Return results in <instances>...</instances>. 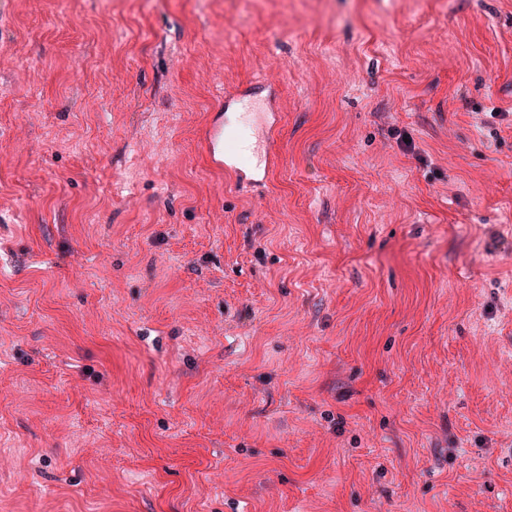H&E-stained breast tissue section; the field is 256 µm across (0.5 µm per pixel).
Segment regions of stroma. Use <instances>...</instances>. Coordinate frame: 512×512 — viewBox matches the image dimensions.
I'll use <instances>...</instances> for the list:
<instances>
[{"label":"stroma","mask_w":512,"mask_h":512,"mask_svg":"<svg viewBox=\"0 0 512 512\" xmlns=\"http://www.w3.org/2000/svg\"><path fill=\"white\" fill-rule=\"evenodd\" d=\"M286 8L0 0V512H512V0ZM228 127V124H224V117L213 119L207 127L203 148L209 165L231 174L237 182L264 185L280 163L279 156L273 150L276 133L274 113L263 112V123L258 134L246 112L241 113L235 128ZM230 132L235 137L236 149L231 154H224V140Z\"/></svg>","instance_id":"obj_1"}]
</instances>
